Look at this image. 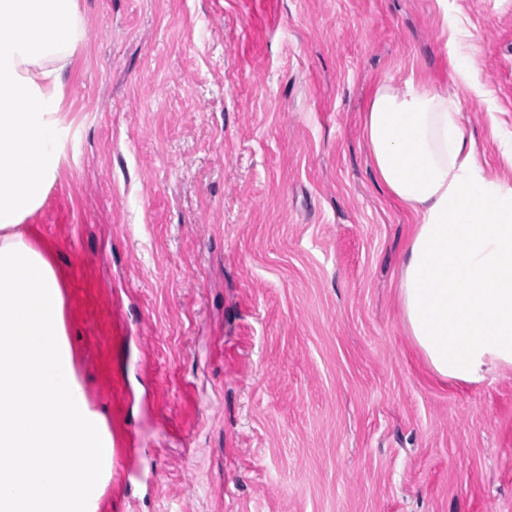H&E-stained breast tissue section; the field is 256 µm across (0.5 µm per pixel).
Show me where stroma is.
<instances>
[{
	"mask_svg": "<svg viewBox=\"0 0 512 512\" xmlns=\"http://www.w3.org/2000/svg\"><path fill=\"white\" fill-rule=\"evenodd\" d=\"M54 190L77 373L114 441L91 512H512V369L437 377L398 279L411 218L360 116L462 93L512 183V0H78ZM461 35L469 36L467 33L455 29L451 37V41L455 44V49L451 54V64L455 80L464 85L470 93L480 97L483 94V87L479 80L478 73L473 67L470 55L462 51L458 46L457 36Z\"/></svg>",
	"mask_w": 512,
	"mask_h": 512,
	"instance_id": "35a3bbf8",
	"label": "stroma"
}]
</instances>
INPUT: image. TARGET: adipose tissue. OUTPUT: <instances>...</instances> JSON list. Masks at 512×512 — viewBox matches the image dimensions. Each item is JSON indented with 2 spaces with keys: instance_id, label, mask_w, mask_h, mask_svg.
I'll return each instance as SVG.
<instances>
[{
  "instance_id": "1",
  "label": "adipose tissue",
  "mask_w": 512,
  "mask_h": 512,
  "mask_svg": "<svg viewBox=\"0 0 512 512\" xmlns=\"http://www.w3.org/2000/svg\"><path fill=\"white\" fill-rule=\"evenodd\" d=\"M85 40L76 0H0V512H76L107 473L112 437L90 409L66 339L57 272L24 220L56 177L65 76ZM463 101L414 74L378 81L362 131L370 165L412 217L398 296L436 375L512 369V183L478 159ZM32 381L11 385L20 368Z\"/></svg>"
}]
</instances>
